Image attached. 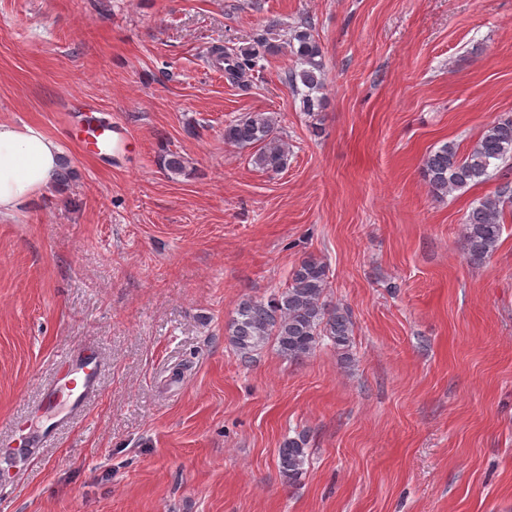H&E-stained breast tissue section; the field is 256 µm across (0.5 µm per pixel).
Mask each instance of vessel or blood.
<instances>
[{"label": "vessel or blood", "mask_w": 512, "mask_h": 512, "mask_svg": "<svg viewBox=\"0 0 512 512\" xmlns=\"http://www.w3.org/2000/svg\"><path fill=\"white\" fill-rule=\"evenodd\" d=\"M126 136L125 130L87 126L76 136L82 152L96 158L119 148ZM66 373L63 381L50 385L43 401L48 407L63 406L68 411L81 410L98 390L100 361L86 357L84 350L71 352L64 360Z\"/></svg>", "instance_id": "vessel-or-blood-1"}]
</instances>
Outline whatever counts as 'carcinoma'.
I'll list each match as a JSON object with an SVG mask.
<instances>
[{"instance_id": "obj_1", "label": "carcinoma", "mask_w": 512, "mask_h": 512, "mask_svg": "<svg viewBox=\"0 0 512 512\" xmlns=\"http://www.w3.org/2000/svg\"><path fill=\"white\" fill-rule=\"evenodd\" d=\"M280 25L271 22L251 35L247 47H221L212 51L227 79L244 86L258 62L285 47L296 58L286 80L300 95L307 114L322 108L324 87L323 52L315 28L306 19L286 31L280 41ZM224 142L237 147H256L253 164L267 172L288 166V145L277 135L273 117L252 112L224 125ZM512 162V115L490 122L465 154L454 142L443 144L423 160L422 172L433 196L448 194L491 179ZM512 204V183L497 187L493 195L477 200L464 216L465 257L474 264L491 258L502 235L505 208ZM329 268L314 256L303 257L290 271L287 286L264 299H244L225 326V335L235 353L248 362L268 339L290 362L310 357L324 340H329L341 358L351 360L354 323L349 310L327 301ZM308 436L299 432L282 442L278 451L280 473L293 481L308 460Z\"/></svg>"}]
</instances>
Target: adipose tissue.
Returning <instances> with one entry per match:
<instances>
[{
    "label": "adipose tissue",
    "instance_id": "ef3b65f1",
    "mask_svg": "<svg viewBox=\"0 0 512 512\" xmlns=\"http://www.w3.org/2000/svg\"><path fill=\"white\" fill-rule=\"evenodd\" d=\"M61 153L59 143L38 127L0 123V216L55 182Z\"/></svg>",
    "mask_w": 512,
    "mask_h": 512
}]
</instances>
